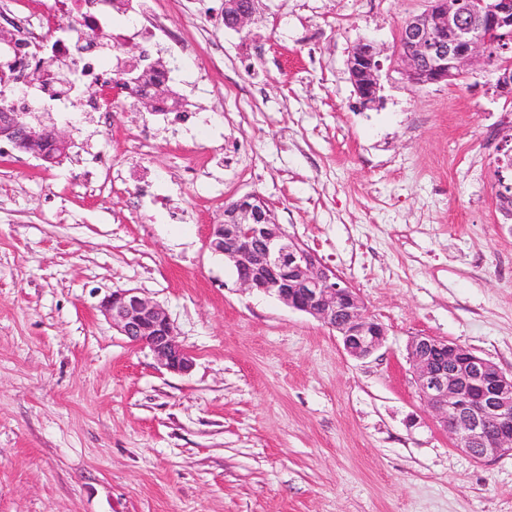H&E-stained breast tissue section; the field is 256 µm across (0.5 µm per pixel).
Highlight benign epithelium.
<instances>
[{
  "label": "benign epithelium",
  "instance_id": "obj_1",
  "mask_svg": "<svg viewBox=\"0 0 512 512\" xmlns=\"http://www.w3.org/2000/svg\"><path fill=\"white\" fill-rule=\"evenodd\" d=\"M426 10L408 19L397 38L401 73L414 85L456 79L474 61L512 36V0H427ZM258 0L233 6L228 27L240 31L257 17ZM350 80L364 105L378 99L383 69L381 51L362 40L347 62ZM146 69L136 57L124 62L125 90L135 91ZM493 95L512 101V58L495 67ZM55 164L72 146L64 133L0 109V142ZM272 209L257 192L224 206V223L214 225L207 246L235 269L239 286L276 296L308 314L340 337L345 351L366 358L379 350L387 329L368 313L351 284L311 250L272 221ZM112 327L133 345L147 347L161 366L187 374L191 353L177 340L165 310L139 289H118L101 303ZM414 383L453 445L477 462L512 456V375L471 349L433 336H415L408 346Z\"/></svg>",
  "mask_w": 512,
  "mask_h": 512
}]
</instances>
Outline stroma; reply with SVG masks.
Wrapping results in <instances>:
<instances>
[{
  "label": "stroma",
  "mask_w": 512,
  "mask_h": 512,
  "mask_svg": "<svg viewBox=\"0 0 512 512\" xmlns=\"http://www.w3.org/2000/svg\"><path fill=\"white\" fill-rule=\"evenodd\" d=\"M222 3L158 0L192 50L150 48L180 69L181 109L149 156L130 153L145 111L107 124L77 101L38 115L72 142L60 164L0 150V512H512V457L455 448L407 359L428 335L512 374V103L483 62L404 79L397 33L425 0H259L240 32ZM364 38L384 64L367 109L347 68ZM253 191L385 324L372 356L207 249ZM119 288L165 308L190 374L113 329L100 305Z\"/></svg>",
  "instance_id": "1"
}]
</instances>
